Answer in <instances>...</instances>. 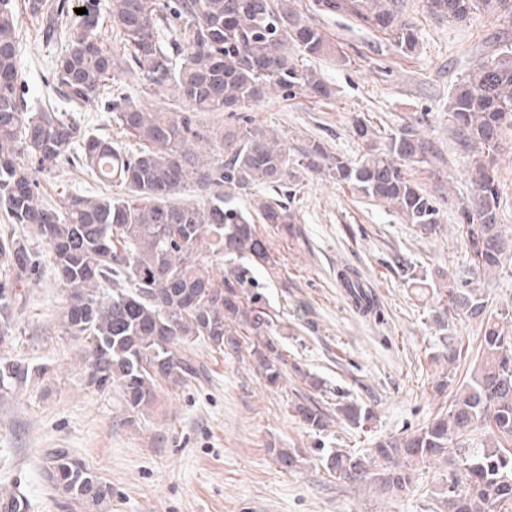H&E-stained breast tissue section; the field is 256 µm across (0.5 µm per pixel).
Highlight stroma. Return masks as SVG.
I'll return each instance as SVG.
<instances>
[{
	"label": "stroma",
	"instance_id": "1",
	"mask_svg": "<svg viewBox=\"0 0 512 512\" xmlns=\"http://www.w3.org/2000/svg\"><path fill=\"white\" fill-rule=\"evenodd\" d=\"M19 6L20 83L31 111L59 107L47 80L65 39L42 43L39 23ZM400 17L411 24L416 48L396 50L383 33L345 15L311 14L310 20L335 39L349 57L310 59L336 90L318 101L300 94L288 98L275 88L248 107L256 123L274 129L291 149L320 139L335 153L360 154L354 118L389 130L407 127L434 142L431 166L409 176L440 204L443 228L424 236L378 202L351 194L328 173H300L291 201L302 235L284 240L270 225L279 267L258 271L288 364L279 387H268L251 356L250 340L236 350L213 351L192 345L197 373L179 385H166L144 414L129 416L119 388L87 384L86 344L66 333L60 312L67 292L50 265L28 288L26 304L15 314V336L8 356L48 372L8 397L0 398V494L15 493L24 512H441L432 489L448 465L436 460L420 470L399 497H384L366 484L336 479L315 456L314 434L293 412L300 396L312 394L323 406L337 393L374 410L370 432L330 415L327 445L367 452L373 443L420 428L445 403L433 389L442 364L431 359L439 334L431 321L435 301L408 288L387 265L392 255L407 258L418 275L446 271L470 274V259L457 231L458 207L469 197V158L455 142L448 97L488 55L494 37L511 26L501 14L479 12L451 22L430 13L424 0H397ZM113 92L135 101L156 99L171 112L188 106L174 88L155 92L147 82L117 75ZM500 191L499 222L512 235V131L496 155ZM37 181L54 199L70 194H123V187L101 184L91 173L61 165ZM360 273L380 303L378 314H361L340 283L345 269ZM323 380L310 392L300 373ZM302 454L291 472L278 468L270 446ZM65 448L79 458L112 493L97 505L78 503L48 485L44 451Z\"/></svg>",
	"mask_w": 512,
	"mask_h": 512
}]
</instances>
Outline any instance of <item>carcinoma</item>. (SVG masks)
Returning a JSON list of instances; mask_svg holds the SVG:
<instances>
[{
  "instance_id": "cac0c4a2",
  "label": "carcinoma",
  "mask_w": 512,
  "mask_h": 512,
  "mask_svg": "<svg viewBox=\"0 0 512 512\" xmlns=\"http://www.w3.org/2000/svg\"><path fill=\"white\" fill-rule=\"evenodd\" d=\"M109 21L130 71L159 89L177 87L187 112L108 94L119 59L99 35L100 13L87 0L75 31L53 70V90L68 109L33 112L18 86L20 31L13 0H0V212L13 224L33 226V236L0 234V346L12 341L15 309L27 297L42 255L34 238L45 241L48 262L69 300L61 318L66 331L89 347L90 386L117 385L128 411L153 405L162 382L182 383L196 374L179 352L198 340L215 351L252 340V356L269 387L284 377L285 356L274 339L263 286L254 271H272L277 261L257 225L271 224L285 237H298L289 202L260 193L279 191L298 169H327L352 192L389 205L426 235L440 227L434 196L413 183L407 169L427 164L435 147L414 132L379 130L367 119L353 120L359 160L329 152L312 140L294 153L278 134L260 126L244 109L278 87L293 98L306 94L327 100L333 90L321 73L305 64L336 54V45L288 0H110ZM313 9L347 14L376 29L403 53L416 47L413 29L399 17L395 0H311ZM26 10L41 19L46 38L63 33L64 9L45 0H27ZM428 10L463 22L480 11L512 20V0H426ZM180 56L173 68L172 54ZM101 105L110 121L139 143L129 154L112 137L88 129L78 115ZM201 112H225L230 122L213 133L220 157L206 160L194 147L202 139ZM455 138L470 155L472 196L459 208L458 232L473 273L489 275L509 256L499 224L500 194L495 155L504 132L512 130V41L501 35L494 54L480 62L448 101ZM79 146L81 168L102 183L115 182L125 195H69L56 207L41 197L32 170L50 173ZM191 188L193 200H180ZM244 198L242 207L236 200ZM215 258V265L201 256ZM411 287L426 277L399 255L387 262ZM341 282L354 306L377 313L375 294L343 272ZM433 321L441 331L448 363L468 356L462 341L448 334L450 322L478 320L481 340L469 379L440 373L436 389L451 391L448 408L425 426L400 438L375 442L369 453L325 448L326 470L349 483L369 482L396 496L414 481L419 468L445 458L451 468L435 493L448 512H512V330L505 307H487L473 281L441 275ZM46 368L0 356V396L6 397ZM294 412L314 433L325 431L327 415L316 403L298 402ZM336 411L357 430L368 431L372 408L339 401ZM480 446L472 448L474 433ZM278 467H297L298 453L270 449ZM49 483L75 500L99 502L109 488L64 448L46 453Z\"/></svg>"
}]
</instances>
